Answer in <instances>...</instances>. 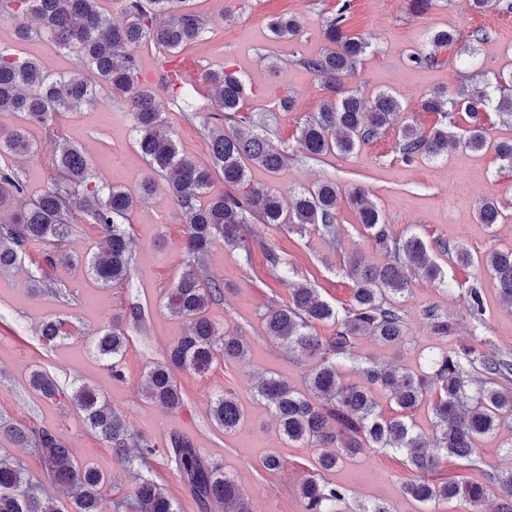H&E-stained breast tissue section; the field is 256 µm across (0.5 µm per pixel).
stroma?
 <instances>
[{
    "mask_svg": "<svg viewBox=\"0 0 512 512\" xmlns=\"http://www.w3.org/2000/svg\"><path fill=\"white\" fill-rule=\"evenodd\" d=\"M341 2L235 0L230 5L226 0H193L206 31L189 48L188 56L202 72L226 65L239 70L248 88L244 109L261 119L260 133L274 146L294 147L298 127L317 112L324 98L319 81L299 60L324 52L325 23ZM280 13L298 19L296 37L274 38L268 21ZM446 26L489 31V41L480 47L484 70L496 72L512 63V18H504L497 7L475 15L467 0H438L428 13L416 16L408 0H352L347 30L368 38L370 47L349 84L368 99L381 91L395 92L405 107V118L430 127L435 117L421 112L419 101L437 90H455L464 71L462 59L447 49L441 52L438 65L418 67L409 56L427 51L430 29ZM286 92L295 101L289 112L278 106L279 96ZM192 94L196 112L178 111L170 95L165 98V110L180 148L204 161L209 147L203 120L218 107L207 84L194 82ZM57 126L59 138L84 148L97 180L133 191L149 175L145 160L130 140L131 117L122 104L99 100L80 111L61 114ZM397 135V129H387L378 141L348 154L316 159L297 154L274 174L253 166L248 178L271 186L285 201L294 189L323 179L336 181L344 192L359 185L369 191L395 234L414 232L428 242L442 239L481 256L512 245V223L490 229L474 219L476 204L487 196L499 197L512 213V172L504 169L494 153L452 150L447 158L420 159L407 165L396 153ZM32 136L38 144L36 153L7 155L0 158V164L13 168L29 191L35 192L47 180L55 144L41 129H33ZM129 222L134 271L128 282L105 288L82 271L53 269V277L75 296L73 305L33 292L30 276L43 263L40 250H31L15 268L0 273V416L18 426L42 424L55 429L80 460L110 476L101 491V512H129L122 502L133 496L144 479L157 484L178 512H199L164 454L176 434L189 437L203 459L221 465L237 481L251 512H302L298 487L314 473L316 451L284 440L272 412L257 400L254 386L266 375L282 377L294 388L304 389V368L290 362L266 336L262 314L269 296L287 300L291 281L316 288L333 307L345 306L351 282L342 273L343 258L356 254L380 265L387 260L385 251L367 238L345 202L338 208L339 240L335 243L317 234L301 236L277 224L250 222V236L286 259L288 281L284 284L268 274L261 252L248 256L216 242L206 259L207 270L223 281L226 290L223 302L211 305L209 314L225 329L244 336L249 350L245 358L212 365L202 374L177 371L184 399L180 407L165 410L144 397L142 383L150 366L163 362L170 344L185 329L184 321L172 316L164 303L181 272L187 226L181 212L162 193L136 204ZM449 276L461 284L479 283L486 303L483 324L473 322L463 301L447 289L418 277L401 300L416 343L390 347L364 337L359 341V354L419 372L428 371L432 355L461 349L479 336L490 338L495 350L512 354V312L501 304L491 276L462 267L450 268ZM132 303L143 307L145 321L128 331L124 378L119 381L94 354L92 341ZM430 306L448 315V334H436L424 319L423 311ZM54 317L66 319L70 331L55 347L47 348L39 339L38 327ZM36 370L49 372L66 390L82 383L96 388L113 409L127 416L133 432L153 446V454L133 468H121L111 449L88 433L68 402L43 401L30 389V374ZM223 391L233 392L244 411L243 423L230 434L214 425L209 415L215 395ZM272 452L284 460L275 473L262 467L263 458ZM410 477L401 455L367 448L325 474L326 480L347 488L350 507L381 500L393 512H418V503L402 492Z\"/></svg>",
    "mask_w": 512,
    "mask_h": 512,
    "instance_id": "35a3bbf8",
    "label": "stroma"
}]
</instances>
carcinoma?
<instances>
[{
  "mask_svg": "<svg viewBox=\"0 0 512 512\" xmlns=\"http://www.w3.org/2000/svg\"><path fill=\"white\" fill-rule=\"evenodd\" d=\"M102 2L0 0V16L15 22L19 42L46 38L74 56L77 67L87 71L85 75L75 71L51 74L37 58L0 48V113L9 112L20 120L10 128L0 126V157L33 150L31 124L54 137L56 117L79 110L93 98L97 87L108 91L109 100L127 107L133 144L153 172L142 182L140 198L163 190L187 224L186 259L177 282L167 292L166 304L172 315L187 321V330L170 345L164 362L146 372V398L163 408L178 407L183 403V392L175 371L201 373L218 361L229 363L246 356L245 339L219 328L209 316L210 305L224 300V282L207 275L205 259L219 240L247 254L256 245L264 253L269 274L289 288L288 302L273 297L267 303L262 314L265 334L290 359L308 366L309 397L275 377L262 380L256 388L258 399L274 414L279 432L290 442L322 449L315 460L319 472L336 469L343 457L364 448L393 450L401 453L406 466L418 475L403 485L405 496L413 501L458 500L476 507L493 487L499 492L496 512H512V470H482L481 481L441 485L422 477L444 457L481 470L478 440L512 421V356L491 348L487 340L484 350L470 348L435 355L430 359V372L415 373L364 360L357 353L364 336L386 346L416 342V337L409 335L401 298L409 291L410 273L415 271L441 288H452L435 260L437 250L448 254L450 263L488 270L502 302L512 308V247L476 258L462 246L450 249L442 244L434 248L415 234L397 236L364 188L355 186L348 192L349 202L368 237L387 252L388 261L371 266L355 256L344 260L342 271L352 282V293L339 310L322 300L316 289L288 282L282 255L263 242L248 239L245 225L253 218L263 224H282L299 234L313 232L334 238L339 186L325 180L295 190L293 202L285 208L270 188L247 180L246 163L277 172L287 155L251 128L252 116L242 114L246 83L228 66L206 72L204 79L224 110V115L213 119L228 121L233 129L209 131L207 161L185 155L174 137L163 132L166 111L161 93L169 90L181 95L183 111H192L189 82L181 68L168 63L202 37V16L190 7L189 0H126L124 16L116 20ZM350 10V0H344L326 21L324 35L330 48L301 59V64L321 79L326 99L299 126L295 138L299 153L308 158L347 154L392 127L398 129L397 150L406 164L419 158L442 157L453 145L471 152L491 150L512 169V137L495 139L490 135V126L496 123L512 126V66L491 78L482 72L471 74L451 95L437 91L422 98L420 111L438 115V121L424 130L401 119L402 102L392 93L382 91L367 100L346 84L369 48L366 37L347 32ZM269 28L275 37L288 39L300 30L295 17L283 15L271 18ZM488 38L489 33L480 27L467 36L455 27L436 30L428 35L430 51L413 53L409 61L437 64L439 52L459 43V53L467 56L466 64L473 69L478 65L479 44ZM145 47L161 54L159 87L139 81L137 51ZM458 112L466 114L469 124L450 140L448 126L455 124ZM216 172L228 187L219 194L212 192ZM134 203L135 197L127 190L96 183L83 149L73 143L58 145L48 181L36 194L29 193L26 182L14 170L0 166V211L10 212L9 220H0V269L17 264L39 246L48 267L79 264L62 250L76 228L73 210L77 208L104 235L103 242L84 261L88 275L103 287L126 281L131 277L133 256L124 221ZM474 216L478 223L492 227L504 223L505 210L497 197L489 196L479 200ZM32 282L33 287L69 304L64 284L43 268L36 269ZM464 301L472 320L483 324L485 300L477 284L464 291ZM423 315L436 333H448V316L439 308L429 307ZM142 321V307L133 304L123 318L94 337L95 352L109 362L115 379L123 378L127 327ZM317 323L330 325V335H317ZM66 335V323L60 319H49L40 326L39 336L47 344ZM348 364L359 371L362 381H344L341 369ZM476 368L482 378L474 388L471 373ZM29 384L46 400L67 398L86 428L112 449L120 465L134 464L133 448L140 449L142 455L154 451L146 441L135 438L127 417L112 409L96 389L81 384L68 394L44 371L34 372ZM377 391L388 394L395 405L393 416L386 417L378 410ZM427 400L434 416L428 434L418 430L408 414ZM210 416L226 434L236 431L244 420V412L230 391L216 396ZM0 436L34 449L45 479L34 483L20 465L0 458V512H99V495L107 475L80 462L55 429L21 428L0 418ZM166 456L202 512H249L235 480L221 467L205 462L190 438L172 436ZM45 483L57 491L56 496L41 494ZM299 496L303 512H340L347 489L311 475L300 484ZM128 506L134 512H177L173 501L147 479L139 483Z\"/></svg>",
  "mask_w": 512,
  "mask_h": 512,
  "instance_id": "carcinoma-1",
  "label": "carcinoma"
}]
</instances>
